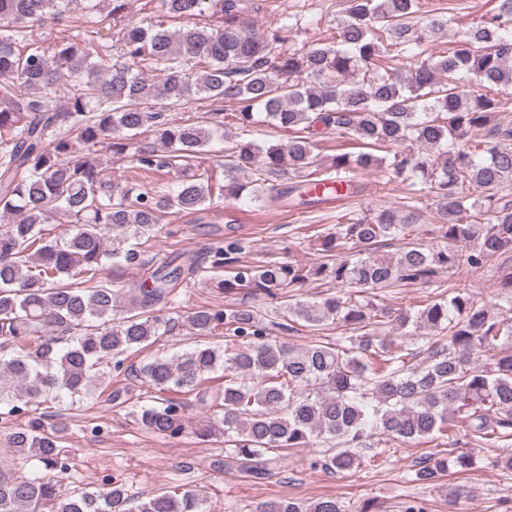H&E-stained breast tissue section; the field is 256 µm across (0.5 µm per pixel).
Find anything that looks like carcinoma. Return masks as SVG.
<instances>
[{"mask_svg": "<svg viewBox=\"0 0 512 512\" xmlns=\"http://www.w3.org/2000/svg\"><path fill=\"white\" fill-rule=\"evenodd\" d=\"M127 0H0V418L87 395L102 384L101 361L122 369L123 356L164 335H224V345L198 343L139 369L159 393L194 395L206 420L195 434L224 438V466L257 479L269 475L266 455L329 445L313 461L337 472L421 440L512 446V317L454 286L463 267L477 272L497 253L512 251V206L470 189L512 182V125L500 100L482 88L512 87V0L460 33L446 51L422 45L448 34V17L416 21L418 0H341L344 18L332 40L291 44L297 23L278 22L262 34L246 15L249 0H145L153 21L125 15ZM211 11L212 20L196 19ZM182 23L171 30L164 19ZM53 23L68 36L55 41ZM412 59L409 70L400 59ZM154 77H148V73ZM231 111H224V106ZM206 110L181 122L178 109ZM240 130L224 155V185L213 193L210 170L196 162L224 141L225 119ZM290 133L286 144L249 138L256 124ZM332 132L352 144L323 172L316 136ZM406 144L436 158L391 152ZM103 145L131 159L141 177L180 173L129 186L112 181L96 155ZM393 153L392 159L375 152ZM384 168L414 178L433 194L448 240L433 247L411 237L391 210L354 216L312 234L319 262L311 267L261 257L245 264L238 239L212 249L209 263L185 252L142 280L116 288L107 265L141 264V245L174 213L204 211L213 198L302 207L321 199L307 183L332 179L346 196L357 168ZM470 211V221H459ZM54 217V235L43 225ZM401 242L395 260L376 256L381 243ZM313 281L338 291L290 302ZM211 283L280 301L307 327L334 325V342L295 348L272 335L278 322L261 307L240 303L180 313L179 289ZM437 289L419 306L392 307L374 291L405 285ZM163 308L170 316L159 314ZM435 331L424 348L390 336ZM224 382L210 385L211 375ZM186 404L160 396L141 407L140 423L171 438L189 420ZM61 430L40 419L8 437L34 473L0 459V512H209L194 490L134 496L116 481L70 492L71 469ZM476 465L472 451H437L413 481L437 484ZM259 512H347L333 498L268 504Z\"/></svg>", "mask_w": 512, "mask_h": 512, "instance_id": "carcinoma-1", "label": "carcinoma"}]
</instances>
